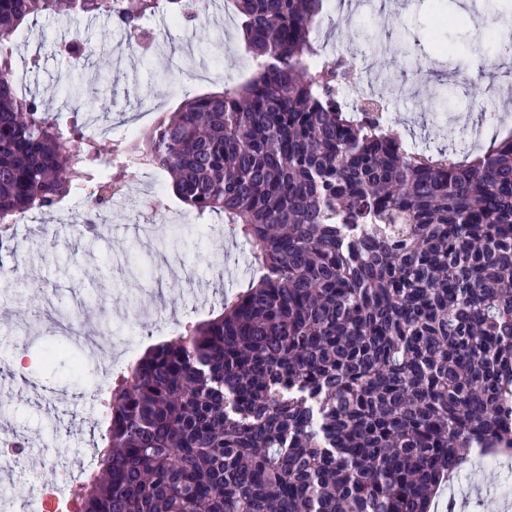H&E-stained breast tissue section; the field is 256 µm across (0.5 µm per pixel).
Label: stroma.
<instances>
[{"label": "stroma", "instance_id": "1", "mask_svg": "<svg viewBox=\"0 0 512 512\" xmlns=\"http://www.w3.org/2000/svg\"><path fill=\"white\" fill-rule=\"evenodd\" d=\"M460 0H356L338 12L326 0L318 24L328 57L352 63L364 93L375 76L387 86L406 88L392 99L390 117L406 140L436 148L460 137L470 111L483 116L482 134L511 128L502 112L497 86L482 83L479 100L470 86L481 81L474 56L489 59L497 77L512 67L500 43L488 39L474 48V25L499 10L486 0L483 11L461 14ZM143 30L166 39L158 53L131 54L127 32L113 19L62 8L22 26L10 44L15 58L32 65L16 79L19 96L36 97L46 108L63 110L64 88L78 83L82 96L72 109L79 118L95 117L102 152L136 142L161 115L188 97L218 92L248 77L253 60L237 22L205 17L194 27L158 13L141 22ZM80 41L73 56L66 45ZM168 178L156 170L133 171L119 212L107 218V232L73 233L72 224L89 216L84 197L63 200L52 212L32 213L17 224L0 266L10 268L0 286V428H20L28 450L1 489L11 512H38L34 489L43 487L61 459L86 463L100 441L102 404L110 389L100 386V365L117 348L170 340L185 326L207 319L224 297L245 288L252 272L250 251L227 246L224 226L211 216L198 220L173 194ZM161 197L150 208L145 196ZM163 225V233L142 238L138 225ZM191 268L197 283L209 284L198 301L180 278ZM160 299L156 319L123 320L122 314L147 294ZM65 315L101 348L74 369L83 348L55 332L54 317ZM29 355L23 376L6 367L17 348Z\"/></svg>", "mask_w": 512, "mask_h": 512}]
</instances>
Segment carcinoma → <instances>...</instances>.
Segmentation results:
<instances>
[{
    "label": "carcinoma",
    "mask_w": 512,
    "mask_h": 512,
    "mask_svg": "<svg viewBox=\"0 0 512 512\" xmlns=\"http://www.w3.org/2000/svg\"><path fill=\"white\" fill-rule=\"evenodd\" d=\"M140 33L204 0H75ZM324 0H231L258 66L187 99L95 176L87 124L15 89L4 51L59 0H0V224L143 160L254 245L259 279L139 358L107 400L78 512H428L467 448H512V132L413 150L348 108Z\"/></svg>",
    "instance_id": "cac0c4a2"
}]
</instances>
